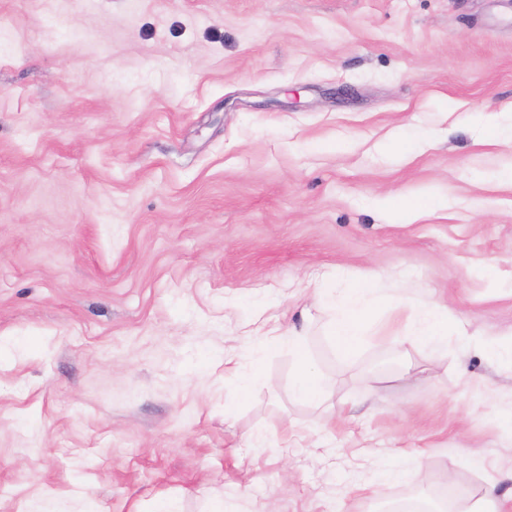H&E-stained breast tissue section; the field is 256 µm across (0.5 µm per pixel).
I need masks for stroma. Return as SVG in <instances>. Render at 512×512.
<instances>
[{"label": "stroma", "instance_id": "35a3bbf8", "mask_svg": "<svg viewBox=\"0 0 512 512\" xmlns=\"http://www.w3.org/2000/svg\"><path fill=\"white\" fill-rule=\"evenodd\" d=\"M505 112L512 0H0V512H423L512 468V365L407 337L512 336ZM350 274L403 304L345 359ZM294 327L330 397L274 349L237 401L221 352ZM415 336L439 347H448L449 341L474 347L484 355L508 359L512 362V336L509 339L494 336H470L464 321L454 309L433 304L420 309L413 317Z\"/></svg>", "mask_w": 512, "mask_h": 512}]
</instances>
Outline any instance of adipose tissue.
<instances>
[{"instance_id": "obj_1", "label": "adipose tissue", "mask_w": 512, "mask_h": 512, "mask_svg": "<svg viewBox=\"0 0 512 512\" xmlns=\"http://www.w3.org/2000/svg\"><path fill=\"white\" fill-rule=\"evenodd\" d=\"M317 291L329 299L328 335L345 356L360 346L370 313L374 309L397 304L395 293L375 291L369 281L362 279L349 281L342 288L323 281L318 283ZM413 327L418 338L433 345L444 347L451 341L461 342L488 357L512 361V339L469 335L464 321L451 307L434 304L420 309L413 317ZM282 346L287 347L295 359L294 399L309 403L324 401L329 394V383L311 365L306 337L296 329L280 335L259 337L250 347L254 360L250 370H243L236 357L225 356L224 371L234 376L239 398L244 400L249 397L254 383L261 376L259 364L267 351Z\"/></svg>"}]
</instances>
